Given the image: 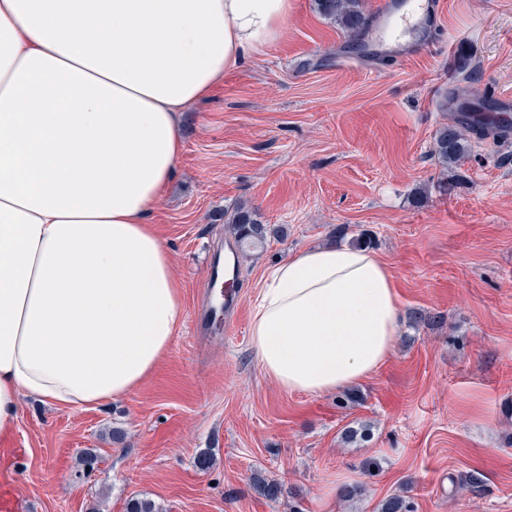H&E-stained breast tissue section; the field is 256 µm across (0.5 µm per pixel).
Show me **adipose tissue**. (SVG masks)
Here are the masks:
<instances>
[{
    "label": "adipose tissue",
    "instance_id": "adipose-tissue-1",
    "mask_svg": "<svg viewBox=\"0 0 512 512\" xmlns=\"http://www.w3.org/2000/svg\"><path fill=\"white\" fill-rule=\"evenodd\" d=\"M290 0H0V431L21 399L95 407L155 370L183 323L148 217L183 150L180 114L276 41ZM400 308L374 252L315 247L266 272L250 323L290 393L357 383Z\"/></svg>",
    "mask_w": 512,
    "mask_h": 512
}]
</instances>
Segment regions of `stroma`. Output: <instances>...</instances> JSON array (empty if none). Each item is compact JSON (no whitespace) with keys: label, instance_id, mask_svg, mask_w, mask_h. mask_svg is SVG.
I'll return each mask as SVG.
<instances>
[{"label":"stroma","instance_id":"stroma-1","mask_svg":"<svg viewBox=\"0 0 512 512\" xmlns=\"http://www.w3.org/2000/svg\"><path fill=\"white\" fill-rule=\"evenodd\" d=\"M432 52L365 60L314 0H290L282 36L249 54L182 116L183 152L149 221L169 245L186 313L229 241L224 215L255 208L273 227L241 263L231 332L199 347L183 322L128 395L59 409L24 398L0 434L11 512H378L394 493L416 512H512V144L477 139L448 194L432 157L449 92L482 118L512 97V0H442ZM369 231L398 287L390 359L343 392L289 393L265 378L249 326L268 268ZM442 316L434 327L415 312ZM368 441L341 440L348 424ZM123 439L113 442V432ZM207 456L209 468L196 461ZM280 481L269 500L255 474ZM483 481L473 494L461 481ZM353 501L326 499L337 480Z\"/></svg>","mask_w":512,"mask_h":512}]
</instances>
